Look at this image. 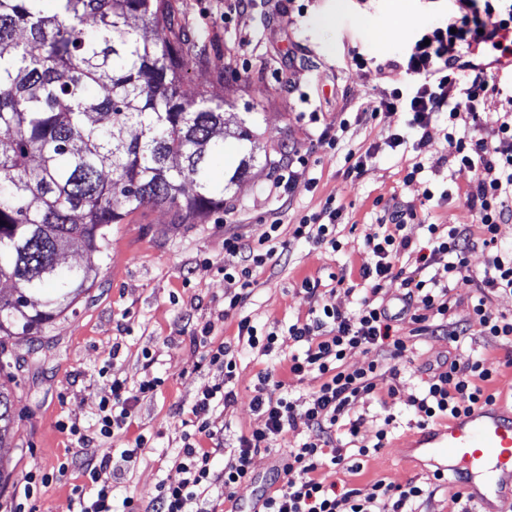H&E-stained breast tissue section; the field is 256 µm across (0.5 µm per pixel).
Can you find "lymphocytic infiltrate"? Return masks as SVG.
<instances>
[{
    "label": "lymphocytic infiltrate",
    "mask_w": 512,
    "mask_h": 512,
    "mask_svg": "<svg viewBox=\"0 0 512 512\" xmlns=\"http://www.w3.org/2000/svg\"><path fill=\"white\" fill-rule=\"evenodd\" d=\"M461 16L452 27H437L420 32L408 57L384 64L388 76L403 73L417 79L415 91L407 93L395 87L382 101L386 111L405 114L407 128L426 131L433 118L447 113L450 130L445 138L459 169L468 171L472 181L466 202L475 210L479 224H431L427 227L432 245L430 252L412 253V241L404 234L406 214L392 209L387 224L367 234L365 247L370 263L360 272L358 308L347 315L327 299L319 298L309 318L289 324L288 338L295 345L288 357L289 380H281L275 367L257 375L254 410L260 424L250 434L236 438L222 472H215L213 451L198 447L199 436L208 435V415L218 406L231 405L237 394L233 380L239 351L232 343L214 344L210 325H203L192 336L195 346L204 350L207 364L220 366L222 382L203 389L187 418L182 419V446L178 450V468L182 477L164 482L152 500L150 512H192L191 507L204 499L215 484H223L225 500H233L235 488L252 472L254 456L273 451L278 441L304 419L306 438L282 455L276 470L274 491L261 495L254 512H376L381 498L392 502L391 512H418L425 489L414 480L403 484L382 480L372 484L367 495L356 489H338L336 482L320 477L321 469L336 470L346 466L350 453L338 445L339 436L356 441L355 453L369 455L387 447L391 437L388 427L393 415H385L383 426L375 434L373 445L358 444L363 417H352L358 401L377 397V382L390 377L400 386V362L408 345L394 329V317L385 304L384 286L399 281L402 313L415 324L417 333L443 336L449 342L463 344L472 332L494 338H512V317L495 311L494 296L512 293V248L498 242L501 223L512 219V113H504L491 135H483L478 109L489 90L488 72L466 68L460 63L462 50L472 44H489L500 50L501 42H486L485 29L512 28V4L504 0H458ZM339 210L326 208L293 225L291 238L315 248L337 247L336 221ZM271 233L250 244L232 234L224 240L226 259L224 277L236 283V291L225 294L224 312L232 314L243 307L253 291L255 268L272 259L285 243L277 237L278 225ZM488 249L490 259L482 276L472 275L468 254L474 243ZM414 254L419 268L441 265L440 273L422 278L407 275L399 264L401 256ZM471 288L475 297L463 317H456L451 293ZM356 349L374 352L366 366L354 371L344 368L348 353ZM484 356L459 364L445 361L412 398L420 426L448 417L460 418L471 410L492 403L496 394L490 386L501 366ZM319 384L307 396L295 395L290 380L306 377ZM131 398L124 381L113 380L111 401L101 402L95 421L99 438L119 435L131 416ZM112 449L82 467L83 484L72 489L75 512H115L112 496Z\"/></svg>",
    "instance_id": "obj_1"
}]
</instances>
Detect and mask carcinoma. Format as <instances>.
I'll return each instance as SVG.
<instances>
[{
	"label": "carcinoma",
	"mask_w": 512,
	"mask_h": 512,
	"mask_svg": "<svg viewBox=\"0 0 512 512\" xmlns=\"http://www.w3.org/2000/svg\"><path fill=\"white\" fill-rule=\"evenodd\" d=\"M181 15L177 0H0V279L15 290L0 294L1 356L88 290L92 267L59 269L71 246L104 253L145 205L205 217L255 160L217 179L224 101L187 83L206 45ZM13 423L0 383V444Z\"/></svg>",
	"instance_id": "1"
}]
</instances>
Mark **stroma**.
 Returning <instances> with one entry per match:
<instances>
[{
  "label": "stroma",
  "instance_id": "35a3bbf8",
  "mask_svg": "<svg viewBox=\"0 0 512 512\" xmlns=\"http://www.w3.org/2000/svg\"><path fill=\"white\" fill-rule=\"evenodd\" d=\"M179 3L186 27L211 44L208 65L190 67L186 80L224 103L226 153L220 165L225 175H232L244 155L245 143L237 136L240 124L252 130L257 158L225 192L223 209L202 222L177 224L168 208L145 206L112 225L96 278L44 330L46 349L33 353L27 336L7 340L15 424L10 438L0 444V462L12 473L0 490V512H16L22 501L37 512H73L70 489L84 481L77 464L99 455L106 443L81 442L58 425L92 426L100 402L111 399L116 379L137 397L115 447L132 445L141 434L149 443L134 457H114L115 499L130 495L148 506L161 482L181 477L173 451L182 445V416L205 387L224 377L220 367L205 364L201 349L191 343L196 325L212 323L215 343L233 342L240 317H247L259 332H277V352L288 356L294 349L289 323L306 319L314 306L302 281L320 280L332 304L354 312L356 293L331 286L329 276L343 273L357 280L369 258L364 237L387 221L393 206L411 211L404 232L417 250L427 245L426 225L477 221L465 202L472 175L454 161L445 140L446 116L434 118L425 132H408L410 140L427 139L417 155L388 146L391 133L404 128V118L381 107L390 81L379 63L405 58L423 29L447 26L458 14L456 0H405L401 6L395 0H343L338 7L332 0H251L244 9L235 7L234 0ZM369 27L386 31V39L373 43L365 35ZM357 55L365 66L355 65ZM490 82L495 90L480 107L488 130L501 113L512 110V71L491 72ZM343 121L348 130L338 143L322 138L324 127ZM286 152L305 160L316 183L297 182L284 201L272 181L274 164ZM350 152L368 157L356 180L345 175ZM416 161L422 164L420 173L406 180ZM329 201L343 209L336 225L339 248L291 243L284 255L257 268V284L240 313L225 315L224 295L234 289L224 278L225 235L235 233L254 244L277 218L281 240L289 241L292 225ZM400 293L399 282L387 283L389 312L396 315L395 326L410 346L402 371L411 381L392 395L389 380H380L377 392L386 406L367 401L351 410L365 419L359 441L367 445L374 443L384 413L394 414L391 442L362 458L359 470L342 469L332 479L363 495L379 479L401 484L415 479L432 492L421 512H460L459 481L435 480L429 457L407 445L420 431L410 399L417 383L445 360L464 364L482 354L502 361L512 355V341L475 335L458 349L441 336L412 335L411 323L400 316ZM239 350L236 401L210 414L211 435L202 438L203 447H212L217 437L235 439L259 422L252 396L265 358L245 344ZM147 351L153 364L145 362ZM149 370L164 383L155 392L139 394ZM63 463L68 466L64 472L59 469ZM277 463V456L265 452L254 457L250 478L235 492L240 512H248L260 494L272 491Z\"/></svg>",
  "mask_w": 512,
  "mask_h": 512
}]
</instances>
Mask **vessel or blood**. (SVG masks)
Listing matches in <instances>:
<instances>
[{"instance_id":"b4317fda","label":"vessel or blood","mask_w":512,"mask_h":512,"mask_svg":"<svg viewBox=\"0 0 512 512\" xmlns=\"http://www.w3.org/2000/svg\"><path fill=\"white\" fill-rule=\"evenodd\" d=\"M424 451L441 470L461 477L473 502L487 506L490 496H512V412L499 405L475 408L423 437Z\"/></svg>"}]
</instances>
